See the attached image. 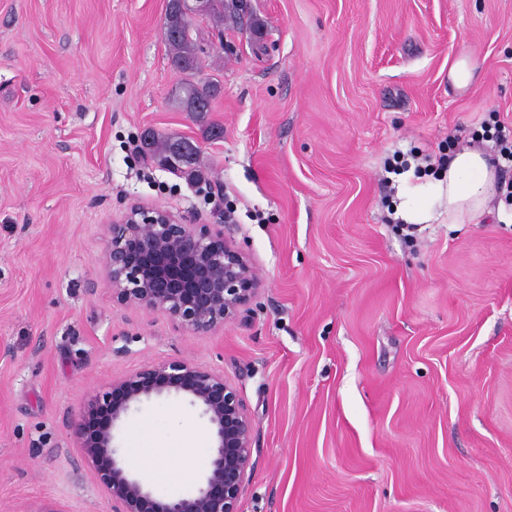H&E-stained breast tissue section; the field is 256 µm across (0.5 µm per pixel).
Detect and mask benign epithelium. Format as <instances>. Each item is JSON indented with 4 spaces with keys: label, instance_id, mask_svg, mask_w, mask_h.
Wrapping results in <instances>:
<instances>
[{
    "label": "benign epithelium",
    "instance_id": "benign-epithelium-1",
    "mask_svg": "<svg viewBox=\"0 0 512 512\" xmlns=\"http://www.w3.org/2000/svg\"><path fill=\"white\" fill-rule=\"evenodd\" d=\"M178 19H197L209 0H168ZM188 145L177 142L163 169L178 170ZM103 264L112 301L161 313L195 336H211L234 320L262 282L222 224H183L164 209L132 208L107 225ZM183 395L213 426L216 446L201 485L187 494L155 496L127 471L114 445L117 422L153 397ZM76 445L110 512H238L252 458L253 423L238 389L224 374L190 359L146 362L100 387L70 424Z\"/></svg>",
    "mask_w": 512,
    "mask_h": 512
}]
</instances>
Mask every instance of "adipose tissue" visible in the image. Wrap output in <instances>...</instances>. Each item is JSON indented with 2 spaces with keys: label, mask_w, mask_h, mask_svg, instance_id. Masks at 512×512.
<instances>
[{
  "label": "adipose tissue",
  "mask_w": 512,
  "mask_h": 512,
  "mask_svg": "<svg viewBox=\"0 0 512 512\" xmlns=\"http://www.w3.org/2000/svg\"><path fill=\"white\" fill-rule=\"evenodd\" d=\"M497 173L488 155L480 149L462 147L448 160L440 182L428 188L432 202H445L452 224H475L488 213L498 193ZM198 442L170 446L167 441L149 437L144 447L133 449L132 459L146 467L154 480H170L187 473L200 453Z\"/></svg>",
  "instance_id": "obj_1"
}]
</instances>
